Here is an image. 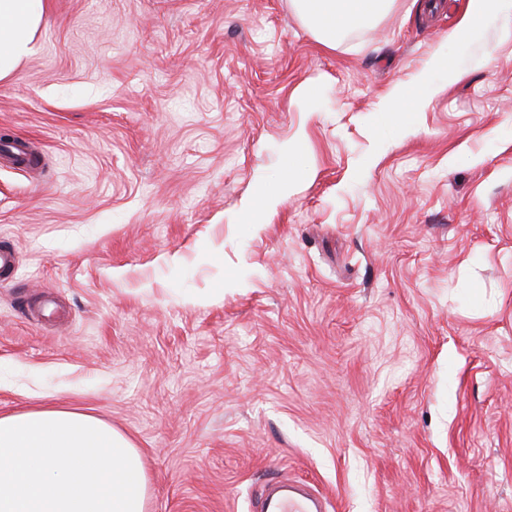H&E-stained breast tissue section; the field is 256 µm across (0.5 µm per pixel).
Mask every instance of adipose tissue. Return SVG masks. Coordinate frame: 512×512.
<instances>
[{
    "mask_svg": "<svg viewBox=\"0 0 512 512\" xmlns=\"http://www.w3.org/2000/svg\"><path fill=\"white\" fill-rule=\"evenodd\" d=\"M318 40L335 45L349 31L376 23L392 0H292ZM48 0H0V80L33 50ZM512 38V0H469L453 33L465 44L489 18ZM435 55L410 83L397 85L395 112L424 104L422 87L446 68ZM148 478L130 440L92 415L62 408L0 416V512H144Z\"/></svg>",
    "mask_w": 512,
    "mask_h": 512,
    "instance_id": "ef3b65f1",
    "label": "adipose tissue"
}]
</instances>
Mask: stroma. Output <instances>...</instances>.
Here are the masks:
<instances>
[{
  "label": "stroma",
  "instance_id": "obj_1",
  "mask_svg": "<svg viewBox=\"0 0 512 512\" xmlns=\"http://www.w3.org/2000/svg\"><path fill=\"white\" fill-rule=\"evenodd\" d=\"M431 2L330 48L291 0H48L0 82V144L41 157L0 158V415L111 425L145 512L283 476L327 512H512V39ZM448 77L454 76V69L450 67L447 59L440 54L435 55L428 66L420 71L410 83L397 85L390 99V109L393 112H409L421 107L426 98H420V89L431 83V75L434 71L447 68Z\"/></svg>",
  "mask_w": 512,
  "mask_h": 512
}]
</instances>
